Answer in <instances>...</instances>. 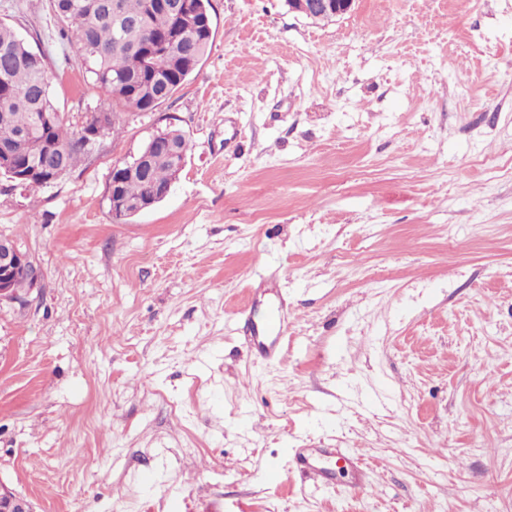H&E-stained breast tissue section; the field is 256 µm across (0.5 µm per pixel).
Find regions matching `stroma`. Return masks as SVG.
<instances>
[{
  "instance_id": "1",
  "label": "stroma",
  "mask_w": 512,
  "mask_h": 512,
  "mask_svg": "<svg viewBox=\"0 0 512 512\" xmlns=\"http://www.w3.org/2000/svg\"><path fill=\"white\" fill-rule=\"evenodd\" d=\"M211 14L155 111L53 185L0 175V234L43 273L0 304V480L35 512H512V0ZM0 21L51 55L65 121L111 112L49 0ZM170 124L179 179L113 221V166ZM261 275L291 314L269 359L241 330ZM299 448L365 478L314 486Z\"/></svg>"
}]
</instances>
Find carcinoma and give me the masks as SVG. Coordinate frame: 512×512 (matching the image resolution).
<instances>
[{
  "label": "carcinoma",
  "instance_id": "1",
  "mask_svg": "<svg viewBox=\"0 0 512 512\" xmlns=\"http://www.w3.org/2000/svg\"><path fill=\"white\" fill-rule=\"evenodd\" d=\"M124 20H114L112 0H50L60 36L71 30L72 52L88 66L95 83L112 98V120L104 133L116 131L123 112H149L195 72L213 43L211 0H189L185 13L174 14L162 0H119ZM49 56L27 44L8 23L0 21V145L18 143L25 151L10 178L26 189L49 183L47 167L61 166L59 178L72 171L88 152L98 118L91 115L74 129L62 122L50 90ZM181 169L175 158L136 160L112 169L110 182L130 198H143L152 188L175 181Z\"/></svg>",
  "mask_w": 512,
  "mask_h": 512
}]
</instances>
